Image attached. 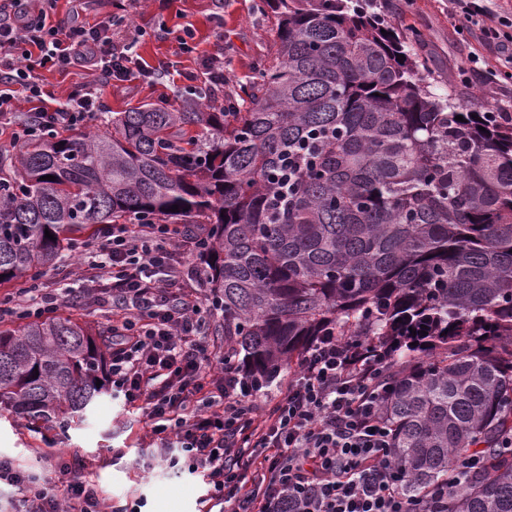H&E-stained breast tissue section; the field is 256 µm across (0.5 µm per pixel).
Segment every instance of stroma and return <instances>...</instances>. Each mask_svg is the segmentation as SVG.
<instances>
[{"label":"stroma","mask_w":512,"mask_h":512,"mask_svg":"<svg viewBox=\"0 0 512 512\" xmlns=\"http://www.w3.org/2000/svg\"><path fill=\"white\" fill-rule=\"evenodd\" d=\"M259 5L260 0H174L162 10L156 0H132L120 12L114 0H59L54 17L69 24L91 25L117 12L121 18L113 26L116 39L143 30L136 53L150 66H167L169 74L156 83L134 78L119 87H103L106 106L122 112L163 94H181L186 86L184 74H202V62L208 57L219 58L229 90H238L254 77L257 64L272 59L274 53L276 30ZM376 6L405 31L419 34L415 52L429 59L442 86L452 90L463 105L492 112L503 95L512 93V86L487 84L482 75L463 79L471 55L491 60L495 52L478 31L449 22L448 0H376ZM162 26L168 36H158ZM186 26L191 27L197 45L189 55L180 53L175 40ZM144 434L135 408L104 396L81 420L53 433L52 461H45L39 452L44 445L40 431L5 420L0 421V455L49 481L55 478V467L69 466L84 473L106 495L139 502L140 512H199L207 490L204 478L158 464Z\"/></svg>","instance_id":"stroma-1"}]
</instances>
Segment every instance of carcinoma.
Masks as SVG:
<instances>
[{
    "instance_id": "cac0c4a2",
    "label": "carcinoma",
    "mask_w": 512,
    "mask_h": 512,
    "mask_svg": "<svg viewBox=\"0 0 512 512\" xmlns=\"http://www.w3.org/2000/svg\"><path fill=\"white\" fill-rule=\"evenodd\" d=\"M263 2L277 40L244 111L190 89L0 150V288L104 224H205L247 378L273 383L322 336L369 350L405 495L452 484L448 512H512V126L435 93L363 0ZM111 335L71 314L1 322L0 419L83 417L109 391ZM473 448L483 465L460 477Z\"/></svg>"
}]
</instances>
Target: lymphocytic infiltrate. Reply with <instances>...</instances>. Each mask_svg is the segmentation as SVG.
Returning a JSON list of instances; mask_svg holds the SVG:
<instances>
[{
	"instance_id": "1",
	"label": "lymphocytic infiltrate",
	"mask_w": 512,
	"mask_h": 512,
	"mask_svg": "<svg viewBox=\"0 0 512 512\" xmlns=\"http://www.w3.org/2000/svg\"><path fill=\"white\" fill-rule=\"evenodd\" d=\"M56 0H0V135L15 146L43 131L86 126L100 111L98 86L83 82L63 99L42 74L73 67L118 85L154 68L115 45L112 20L81 26L51 19ZM448 17L479 30L512 69V18L492 0H448ZM28 120H21L20 111ZM202 233L168 224H107L91 251L81 297L112 313V391L137 405L161 459L206 480V501L224 512H443V495L409 501L389 464L393 431L379 411L383 364L328 337L298 361L273 399L243 385L234 352L211 345L208 297L191 256ZM0 512H128L61 466L55 482L0 456Z\"/></svg>"
}]
</instances>
